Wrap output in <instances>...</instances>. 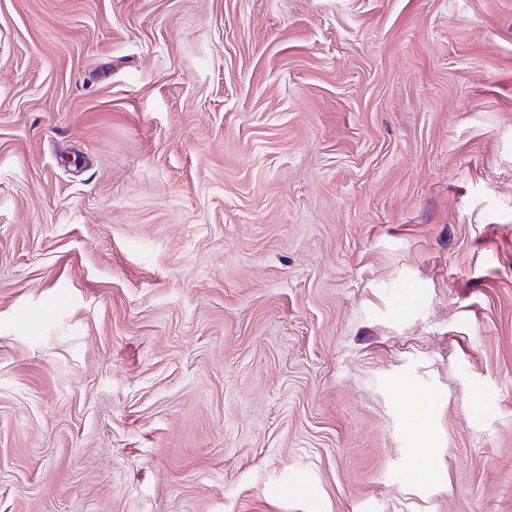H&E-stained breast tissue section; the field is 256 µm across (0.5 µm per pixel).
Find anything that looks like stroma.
<instances>
[{"mask_svg": "<svg viewBox=\"0 0 512 512\" xmlns=\"http://www.w3.org/2000/svg\"><path fill=\"white\" fill-rule=\"evenodd\" d=\"M0 512H512V0H0Z\"/></svg>", "mask_w": 512, "mask_h": 512, "instance_id": "1", "label": "stroma"}]
</instances>
